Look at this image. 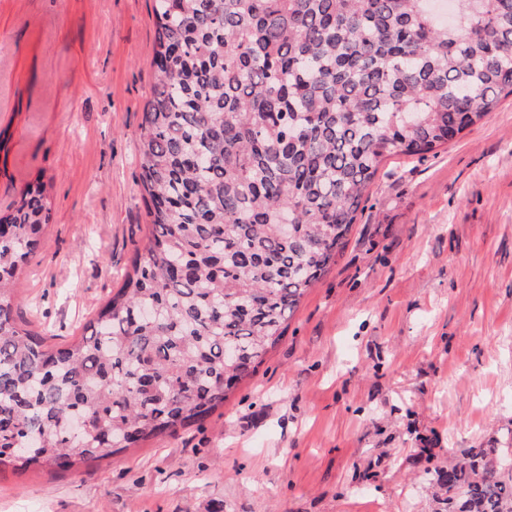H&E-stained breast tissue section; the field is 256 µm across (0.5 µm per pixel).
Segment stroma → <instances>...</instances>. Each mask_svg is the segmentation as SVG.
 <instances>
[{
	"mask_svg": "<svg viewBox=\"0 0 512 512\" xmlns=\"http://www.w3.org/2000/svg\"><path fill=\"white\" fill-rule=\"evenodd\" d=\"M153 0H0V213L51 209L16 283L81 335L149 234L136 161ZM512 445V97L385 161L278 345L202 425L70 472L0 473V512H438L424 470Z\"/></svg>",
	"mask_w": 512,
	"mask_h": 512,
	"instance_id": "stroma-1",
	"label": "stroma"
}]
</instances>
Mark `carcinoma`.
Returning a JSON list of instances; mask_svg holds the SVG:
<instances>
[{
    "mask_svg": "<svg viewBox=\"0 0 512 512\" xmlns=\"http://www.w3.org/2000/svg\"><path fill=\"white\" fill-rule=\"evenodd\" d=\"M153 0L137 143L150 232L57 345L15 282L50 208L0 216V472L72 471L202 424L336 263L385 160L425 157L512 97V0ZM443 512H512L499 448L441 469Z\"/></svg>",
    "mask_w": 512,
    "mask_h": 512,
    "instance_id": "carcinoma-1",
    "label": "carcinoma"
}]
</instances>
